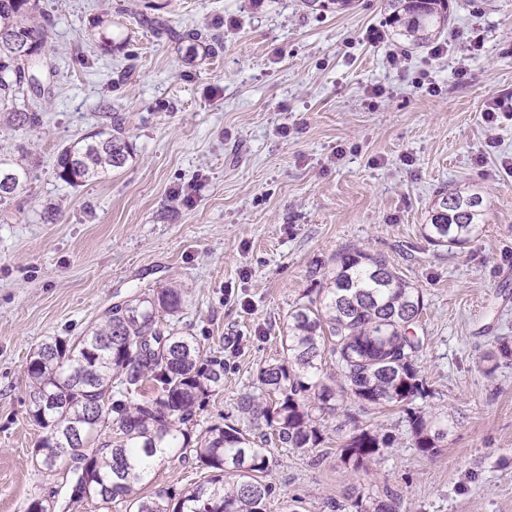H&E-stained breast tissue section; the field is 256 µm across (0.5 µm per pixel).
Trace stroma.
Here are the masks:
<instances>
[{
  "instance_id": "obj_1",
  "label": "stroma",
  "mask_w": 512,
  "mask_h": 512,
  "mask_svg": "<svg viewBox=\"0 0 512 512\" xmlns=\"http://www.w3.org/2000/svg\"><path fill=\"white\" fill-rule=\"evenodd\" d=\"M146 0H40L57 76L20 130L0 112V154L28 164L0 204V512H129L72 495L36 464L45 431L27 414L26 366L42 343L76 340L116 305L184 291L164 327L196 337L224 380L196 410V431L241 424L238 402L279 358L288 313L343 249L385 255L425 295L416 329L427 389L415 410L449 414L435 453L409 418L380 406L360 425L394 448L362 472L326 455L267 447V512H330L360 491L399 512H512V0H450L444 50L405 48L386 0H161L166 28L135 23ZM388 31L372 45L368 28ZM202 33L187 52L175 33ZM467 74L456 77L459 66ZM438 92H429L430 84ZM122 120L128 164L82 186L55 173L61 146ZM482 195L487 224L460 248L423 236L440 193ZM192 453L156 463L142 492L202 482Z\"/></svg>"
}]
</instances>
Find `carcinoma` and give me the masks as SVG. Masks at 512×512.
Returning a JSON list of instances; mask_svg holds the SVG:
<instances>
[{"label":"carcinoma","mask_w":512,"mask_h":512,"mask_svg":"<svg viewBox=\"0 0 512 512\" xmlns=\"http://www.w3.org/2000/svg\"><path fill=\"white\" fill-rule=\"evenodd\" d=\"M39 0H0V106L11 109L19 129H35L40 114L16 101L25 87L41 89L47 22L35 18ZM397 35L421 47L450 23L449 0H386ZM120 119L57 151V176L79 186L96 181L131 157L117 134ZM28 168L0 157V201L22 189ZM487 205L478 193L450 192L440 198L424 225L434 246L461 247L478 238ZM288 314L281 336L283 357L263 366L260 393L243 395L238 409L248 423L206 429L190 446V422L223 366L205 357L193 336L160 328V314L181 312L183 289L169 287L108 313L89 334L74 341L43 343L27 365L28 415L46 430L35 449L36 462L66 468L74 498L104 504L129 503L133 512H265L271 487L265 482L269 458L262 444L276 439L303 453L329 443L325 415L334 401L349 399L366 413L378 405H408L426 394L420 375L422 340L414 327L425 308L422 289L388 267L384 257L360 248L344 249L326 286ZM335 371L323 372L325 355ZM153 385L152 395L141 391ZM117 425L112 443L94 446L98 426ZM342 441L339 460L367 470L395 439L357 426ZM415 447L424 453L448 439L442 418L412 414ZM68 446L67 455L57 448ZM191 448L209 478L177 501L159 490L140 493L157 452ZM351 512H398V499L359 494Z\"/></svg>","instance_id":"cac0c4a2"}]
</instances>
